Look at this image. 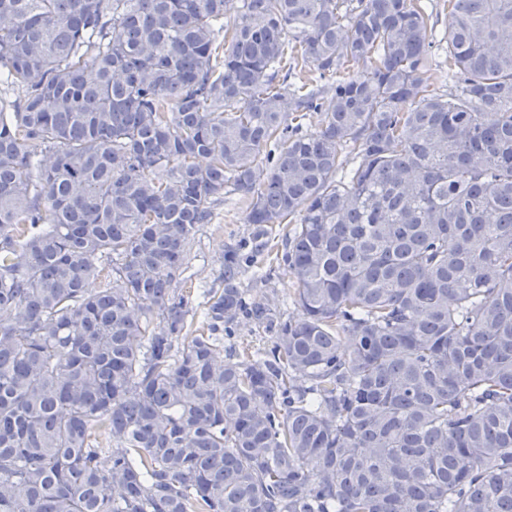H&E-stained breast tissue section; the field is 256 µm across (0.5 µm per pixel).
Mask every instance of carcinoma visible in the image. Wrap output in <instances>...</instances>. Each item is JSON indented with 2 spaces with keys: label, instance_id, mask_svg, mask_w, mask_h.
Returning a JSON list of instances; mask_svg holds the SVG:
<instances>
[{
  "label": "carcinoma",
  "instance_id": "carcinoma-1",
  "mask_svg": "<svg viewBox=\"0 0 512 512\" xmlns=\"http://www.w3.org/2000/svg\"><path fill=\"white\" fill-rule=\"evenodd\" d=\"M231 8L0 0V512H512V0ZM228 189L297 318L228 245L190 329ZM245 216L246 204L233 198L215 207L212 224L200 226L180 277L191 278L185 288L191 291L195 304L202 301L200 289L212 286L224 271V244L249 240L251 226L245 224ZM295 224H280L275 226L271 241V249L259 269L267 273V277L258 279L254 272L258 269L255 266L245 267L243 285L252 300L268 302L277 306L288 317H295L298 314L296 305L297 283L293 275L282 262H278L276 253L281 255L282 238L294 227ZM233 336H224V347L220 348L218 354L228 359L239 352L242 348L247 347L251 351L264 350L272 345V338L264 334L262 330L257 329L254 324L248 321H242L235 327Z\"/></svg>",
  "mask_w": 512,
  "mask_h": 512
}]
</instances>
